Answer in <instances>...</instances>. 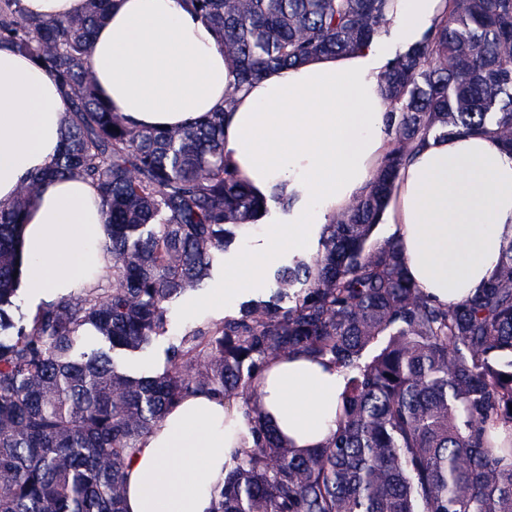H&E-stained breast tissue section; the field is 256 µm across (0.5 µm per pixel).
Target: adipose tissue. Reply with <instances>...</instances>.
Masks as SVG:
<instances>
[{"label": "adipose tissue", "mask_w": 512, "mask_h": 512, "mask_svg": "<svg viewBox=\"0 0 512 512\" xmlns=\"http://www.w3.org/2000/svg\"><path fill=\"white\" fill-rule=\"evenodd\" d=\"M447 14L448 0H392L387 33L368 45L242 84L215 34L179 0H116L91 65L113 112L137 126L184 127L233 95L224 158L276 218L226 267L231 297L263 290L284 254H307L321 225L363 192L388 150L379 76ZM62 119L52 76L0 47V200L52 165ZM98 199L92 184L44 180L20 229L23 282L38 299L65 294L103 264ZM382 219L425 295L440 304L474 296L512 239V154L488 134L430 141L400 169ZM343 387L333 364L294 354L264 367L254 405L303 452L335 432ZM246 429L243 411L211 394L179 401L126 461L125 512H210Z\"/></svg>", "instance_id": "adipose-tissue-1"}]
</instances>
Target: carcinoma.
I'll return each instance as SVG.
<instances>
[{"label":"carcinoma","instance_id":"carcinoma-1","mask_svg":"<svg viewBox=\"0 0 512 512\" xmlns=\"http://www.w3.org/2000/svg\"><path fill=\"white\" fill-rule=\"evenodd\" d=\"M111 0L63 17L0 0V45L55 80L61 148L0 201V512H124L125 465L166 412L205 391L248 415L212 512H512V239L495 278L457 305L430 301L398 243L374 230L399 170L429 137L490 133L512 151V0H450L448 17L383 75L391 141L366 190L288 259L266 299L187 328L159 370L130 360L167 335L268 213L224 160V105L183 128L112 112L90 62ZM216 34L240 82L385 32L391 0H181ZM92 183L110 264L22 305L19 227L45 178ZM302 353L343 375L341 420L304 456L253 413L269 361Z\"/></svg>","mask_w":512,"mask_h":512}]
</instances>
